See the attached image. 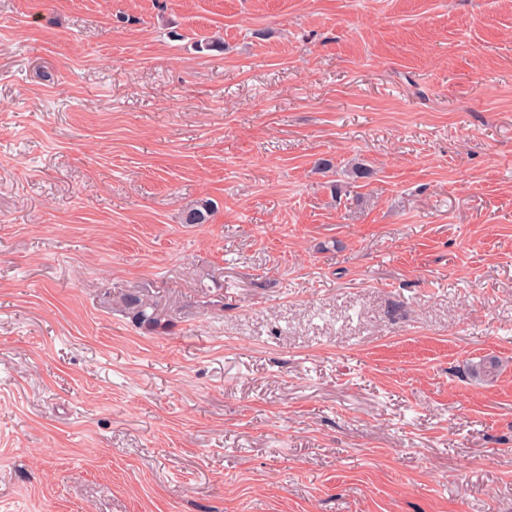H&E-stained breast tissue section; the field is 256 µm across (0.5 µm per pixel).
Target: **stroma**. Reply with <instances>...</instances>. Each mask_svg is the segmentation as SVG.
Here are the masks:
<instances>
[{
    "label": "stroma",
    "mask_w": 512,
    "mask_h": 512,
    "mask_svg": "<svg viewBox=\"0 0 512 512\" xmlns=\"http://www.w3.org/2000/svg\"><path fill=\"white\" fill-rule=\"evenodd\" d=\"M0 512H512V0H0ZM125 308L128 310L133 322L149 331L165 329L169 326L165 310L158 302H153L135 294H127L122 298Z\"/></svg>",
    "instance_id": "1"
}]
</instances>
